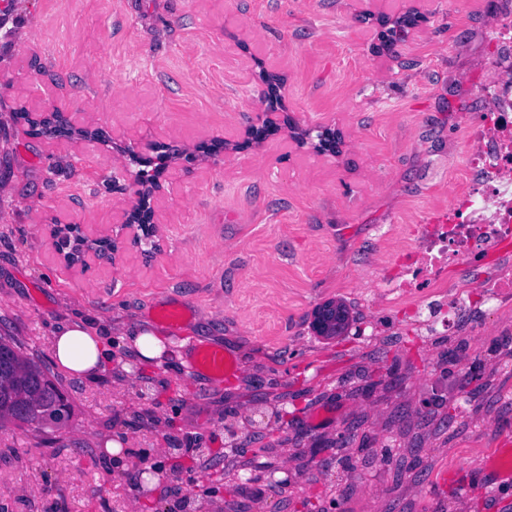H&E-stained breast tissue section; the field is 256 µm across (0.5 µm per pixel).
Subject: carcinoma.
<instances>
[{
    "mask_svg": "<svg viewBox=\"0 0 512 512\" xmlns=\"http://www.w3.org/2000/svg\"><path fill=\"white\" fill-rule=\"evenodd\" d=\"M68 397L41 367L0 336V427L8 422L38 426L44 415H70Z\"/></svg>",
    "mask_w": 512,
    "mask_h": 512,
    "instance_id": "1",
    "label": "carcinoma"
}]
</instances>
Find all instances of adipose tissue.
<instances>
[{
  "label": "adipose tissue",
  "instance_id": "1",
  "mask_svg": "<svg viewBox=\"0 0 512 512\" xmlns=\"http://www.w3.org/2000/svg\"><path fill=\"white\" fill-rule=\"evenodd\" d=\"M112 334L110 326L91 316H79L56 327L49 340L55 365L75 378H89L106 363Z\"/></svg>",
  "mask_w": 512,
  "mask_h": 512
}]
</instances>
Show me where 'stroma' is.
I'll return each instance as SVG.
<instances>
[{
    "label": "stroma",
    "instance_id": "1",
    "mask_svg": "<svg viewBox=\"0 0 512 512\" xmlns=\"http://www.w3.org/2000/svg\"><path fill=\"white\" fill-rule=\"evenodd\" d=\"M512 0H0V336L68 397L61 425L0 428V512H512L482 493L512 442V305L448 272L455 328L413 320L378 260L458 184L462 121L485 111L488 32ZM413 26L379 48L382 21ZM281 80L277 131H245ZM64 113L108 145L33 133ZM341 138L338 153L317 133ZM220 143L214 154L204 144ZM163 159L153 251L67 267L52 219L108 236L130 151ZM349 319L318 335L328 303ZM179 306V326L161 312ZM112 326L110 366L64 374L48 335L75 311ZM162 336L143 364L124 335ZM223 346L229 378L188 370ZM126 456L184 470L149 498ZM460 474L463 486L443 487Z\"/></svg>",
    "mask_w": 512,
    "mask_h": 512
}]
</instances>
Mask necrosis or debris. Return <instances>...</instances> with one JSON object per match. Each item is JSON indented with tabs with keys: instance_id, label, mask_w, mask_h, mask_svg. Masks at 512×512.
<instances>
[{
	"instance_id": "4bbe7bcc",
	"label": "necrosis or debris",
	"mask_w": 512,
	"mask_h": 512,
	"mask_svg": "<svg viewBox=\"0 0 512 512\" xmlns=\"http://www.w3.org/2000/svg\"><path fill=\"white\" fill-rule=\"evenodd\" d=\"M489 46V77L477 85L489 106L466 126L462 182L447 214L380 268L379 285L388 294L423 302L440 296L449 268L480 269L512 244V13L496 16Z\"/></svg>"
}]
</instances>
